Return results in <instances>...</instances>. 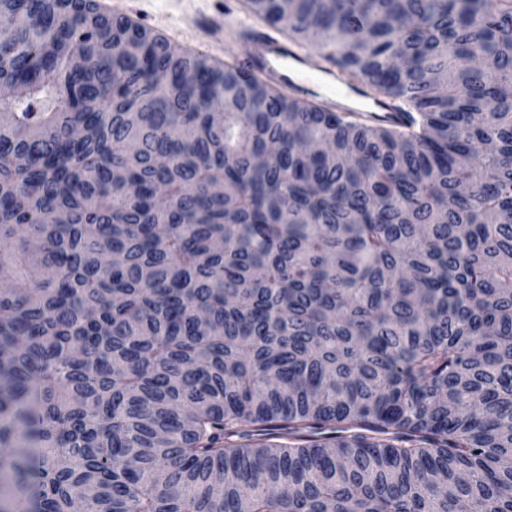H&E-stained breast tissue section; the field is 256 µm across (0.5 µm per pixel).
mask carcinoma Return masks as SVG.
<instances>
[{
	"mask_svg": "<svg viewBox=\"0 0 512 512\" xmlns=\"http://www.w3.org/2000/svg\"><path fill=\"white\" fill-rule=\"evenodd\" d=\"M244 4L0 0V512H512V0ZM107 13H123L145 25L172 43L211 57L224 65L229 52L240 49L234 40L235 22L242 17V0H97ZM122 4L115 8V3ZM173 1H181L179 4ZM215 14H222L225 21L212 24L210 34L223 37V42H211L204 21ZM206 45V47H199ZM243 69L261 68L272 82L293 81L295 74L319 73L338 85L336 68L325 66L323 54H315L300 62L294 58V51L287 43L278 41L262 33L253 34L244 54L239 59ZM290 63H295L294 68Z\"/></svg>",
	"mask_w": 512,
	"mask_h": 512,
	"instance_id": "obj_1",
	"label": "carcinoma"
}]
</instances>
